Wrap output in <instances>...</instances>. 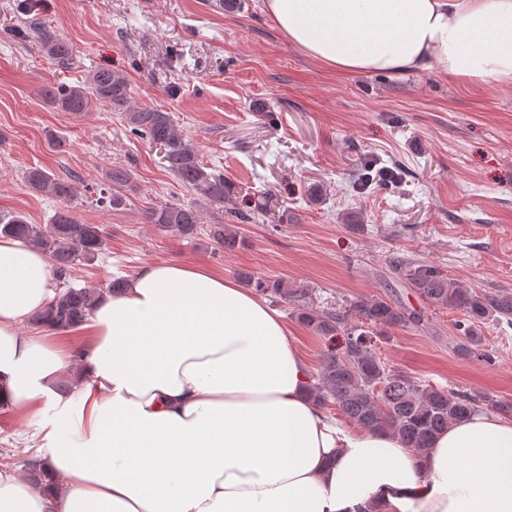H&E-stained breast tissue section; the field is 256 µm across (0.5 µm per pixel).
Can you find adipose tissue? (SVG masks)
Returning <instances> with one entry per match:
<instances>
[{
    "instance_id": "obj_1",
    "label": "adipose tissue",
    "mask_w": 512,
    "mask_h": 512,
    "mask_svg": "<svg viewBox=\"0 0 512 512\" xmlns=\"http://www.w3.org/2000/svg\"><path fill=\"white\" fill-rule=\"evenodd\" d=\"M342 73L512 81V0H263ZM44 253L0 238V407L48 470L0 467V512H512V418L478 413L426 454L307 394L281 313L203 267H141L69 351L26 331L56 296Z\"/></svg>"
}]
</instances>
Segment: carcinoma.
<instances>
[{
  "label": "carcinoma",
  "mask_w": 512,
  "mask_h": 512,
  "mask_svg": "<svg viewBox=\"0 0 512 512\" xmlns=\"http://www.w3.org/2000/svg\"><path fill=\"white\" fill-rule=\"evenodd\" d=\"M32 34L45 56L61 65L72 63L75 49L70 41L38 23L33 24ZM40 97L48 105L76 115L104 103L120 115L132 133L163 150L167 169L184 187L199 192L203 203L172 201L149 207L145 221L159 230L194 239L202 224L203 207L221 209L236 198L237 187L224 174L205 171L198 151L170 113L133 104L129 79L124 73L100 68L92 71L82 85H48ZM24 181L30 191L55 199L59 207L47 224H32L22 213L3 215L0 235L21 240L48 255L58 281L67 288L53 300L46 322L56 331H73L85 320L101 291L74 288L68 285V278L76 265H90L99 258L107 244V232L100 224H88L76 217L71 204L78 189L71 179L30 167ZM132 181L130 169L114 164L105 171L102 182L86 187V191L95 194V202L102 207L117 208L125 202L121 190L131 187ZM209 239L226 250L243 244L236 226L231 224L209 225ZM389 266L396 282L426 304L463 312L466 342L458 351L464 356L481 346L482 323L512 325L511 291L488 294L448 277L431 263L401 256L393 257ZM240 278L274 304L293 306L294 317L316 335L332 342L342 336L339 346L332 345L321 355L310 395L323 407H336L362 430L394 436L422 454L438 434L455 422L480 411L512 413V406L503 401L434 387L389 368L378 351L384 329L421 325L425 319L419 312L406 313L374 296H361L339 309H320L311 304V289L304 285L250 272L241 273Z\"/></svg>",
  "instance_id": "cac0c4a2"
}]
</instances>
